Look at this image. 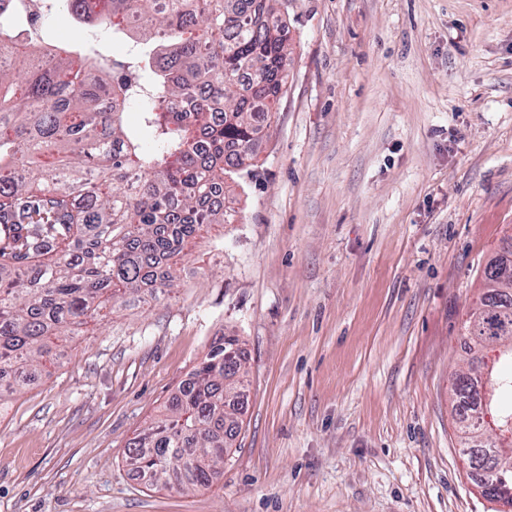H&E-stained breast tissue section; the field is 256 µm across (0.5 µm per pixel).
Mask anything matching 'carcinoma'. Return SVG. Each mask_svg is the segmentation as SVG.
Masks as SVG:
<instances>
[{
    "instance_id": "obj_1",
    "label": "carcinoma",
    "mask_w": 512,
    "mask_h": 512,
    "mask_svg": "<svg viewBox=\"0 0 512 512\" xmlns=\"http://www.w3.org/2000/svg\"><path fill=\"white\" fill-rule=\"evenodd\" d=\"M288 0H52L78 26L129 39L128 60L107 61L89 41L61 46L3 24L23 0H0V401L21 392L130 296L174 286L185 247L206 224H233L208 207L226 179L253 166V145L288 80ZM23 71V86L12 75ZM140 101L150 142L124 113ZM483 270L484 292L464 323L479 354L512 358V292ZM244 353L221 336L170 402L128 445L129 463L177 489L223 474L244 399ZM454 411L469 478L483 428L480 377H454ZM492 463L506 485L481 494L512 508V441Z\"/></svg>"
}]
</instances>
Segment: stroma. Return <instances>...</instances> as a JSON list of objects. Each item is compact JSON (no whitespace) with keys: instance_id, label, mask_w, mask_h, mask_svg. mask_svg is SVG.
<instances>
[{"instance_id":"obj_1","label":"stroma","mask_w":512,"mask_h":512,"mask_svg":"<svg viewBox=\"0 0 512 512\" xmlns=\"http://www.w3.org/2000/svg\"><path fill=\"white\" fill-rule=\"evenodd\" d=\"M288 26L238 223L12 396L0 512H494L450 387L512 235V0H290ZM225 334L248 375L222 478L147 484L130 440Z\"/></svg>"}]
</instances>
